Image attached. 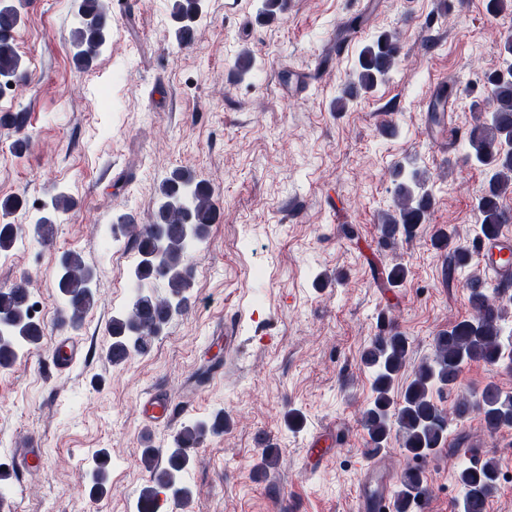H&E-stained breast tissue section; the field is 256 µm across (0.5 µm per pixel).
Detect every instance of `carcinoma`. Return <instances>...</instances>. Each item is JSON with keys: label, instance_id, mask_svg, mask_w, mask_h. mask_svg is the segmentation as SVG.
<instances>
[{"label": "carcinoma", "instance_id": "cac0c4a2", "mask_svg": "<svg viewBox=\"0 0 512 512\" xmlns=\"http://www.w3.org/2000/svg\"><path fill=\"white\" fill-rule=\"evenodd\" d=\"M23 0H0V79L3 82L24 76L23 63L16 49L15 33L22 21L20 7ZM202 10V0H171V17L177 24L175 37L179 44L194 37L195 21ZM80 26L74 32L73 44L78 48L75 58L87 64L91 54L103 46L110 33L109 13L102 0H80L78 5ZM400 46L389 34L379 35L365 45L358 55L356 81L343 89L337 102L344 103L357 96V91L373 90L385 81L396 66ZM488 91L484 101L473 103V124L467 135L469 157L484 167L489 178L478 198L479 224L470 247L455 246L448 249L451 236L440 230L431 238L437 250H448L443 264V283L450 288L459 273L468 267L472 253L501 225L512 222V214L505 211L500 199L512 184V73L498 69L486 72L482 78ZM28 109L23 107L9 113L10 126L18 135L11 143V152L19 156L28 145V137L21 136L27 122ZM397 204L394 212L386 215L380 225L381 239L385 243L401 238L409 241L417 236L426 223L432 195L424 190V181L414 172L408 180L398 183ZM70 198L57 194L51 199V209L37 220V240L48 245L54 235L52 214L69 209ZM22 203L15 196L0 198V252L9 250L19 236L17 224L4 221ZM219 206L214 190L204 181L195 180L190 173L176 169L159 189V204L154 220L143 226L134 241L140 256L135 276L140 280L162 281L170 290V298L158 300L148 293H140L132 313L112 318V342L106 358L118 363L117 354H146L161 330L176 314L184 311L189 301L192 268L187 262L190 248L201 242L211 225L219 219ZM61 272L57 287L69 311V323L77 328L95 304L94 272L75 252L61 258ZM504 296L512 290L496 284L489 286ZM484 283H468L469 300L474 310L471 320L460 321L436 337L432 358L415 371L400 398L393 395V383L405 368L410 357V342L401 332L382 328L363 352L361 362L373 371V396L363 413V426L367 432L369 452L383 450L392 428H397L401 447L414 459L423 458L448 441L450 427L455 420L471 414L481 417L485 428L495 433L512 427V393L493 383L487 384L480 394L470 399H458L451 411L442 409L433 398V391L441 392L455 387L465 365L482 362L490 366L512 364V351L505 339L512 337V328L506 325L503 308L493 302ZM30 293L22 280L0 287V369H10L18 359L16 348L36 345L43 336L39 321L29 312ZM206 433V424L197 422L185 426L177 434L176 448L168 456V468L154 475L155 450L146 449L144 464L152 472V485L147 487L141 501L156 498L168 492L174 496L183 493L177 486L178 473L188 463L187 449L198 445ZM471 458L458 472L460 512H486L489 498L497 488L499 473L493 457L480 456L468 449ZM108 466V455L97 459L92 490L103 489ZM400 486L394 494L395 512H411L428 493L423 471L409 467L401 475Z\"/></svg>", "mask_w": 512, "mask_h": 512}]
</instances>
